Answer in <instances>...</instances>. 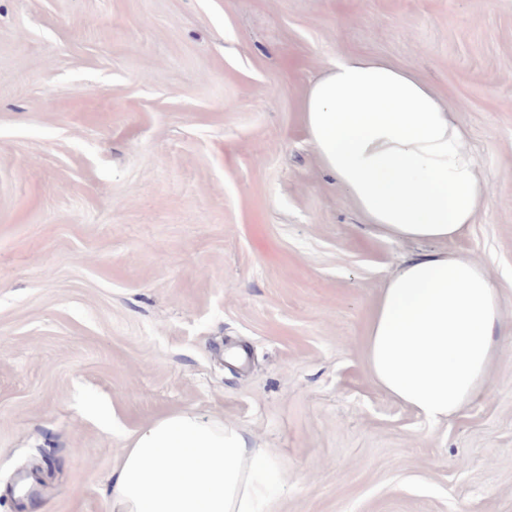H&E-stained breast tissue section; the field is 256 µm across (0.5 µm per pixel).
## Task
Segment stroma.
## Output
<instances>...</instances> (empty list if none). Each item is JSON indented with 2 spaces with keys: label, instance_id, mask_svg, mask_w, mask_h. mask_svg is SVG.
<instances>
[{
  "label": "stroma",
  "instance_id": "1",
  "mask_svg": "<svg viewBox=\"0 0 512 512\" xmlns=\"http://www.w3.org/2000/svg\"><path fill=\"white\" fill-rule=\"evenodd\" d=\"M341 53L457 107L490 195L447 250L512 330V0H0V512H109L126 437L181 409L272 451L256 512H512V353L437 424L370 371L380 289L435 245L316 162Z\"/></svg>",
  "mask_w": 512,
  "mask_h": 512
}]
</instances>
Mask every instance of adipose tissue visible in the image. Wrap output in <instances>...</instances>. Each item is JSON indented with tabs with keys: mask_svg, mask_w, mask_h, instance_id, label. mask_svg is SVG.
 Returning a JSON list of instances; mask_svg holds the SVG:
<instances>
[{
	"mask_svg": "<svg viewBox=\"0 0 512 512\" xmlns=\"http://www.w3.org/2000/svg\"><path fill=\"white\" fill-rule=\"evenodd\" d=\"M303 119L319 166L369 225L393 241L438 243L382 288L368 332L374 377L438 423L483 388L504 344L501 290L468 255L441 251L489 201L490 181L452 109L386 60L337 56L308 88ZM270 455L242 429L191 410L127 438L112 512H255L254 472Z\"/></svg>",
	"mask_w": 512,
	"mask_h": 512,
	"instance_id": "obj_1",
	"label": "adipose tissue"
}]
</instances>
